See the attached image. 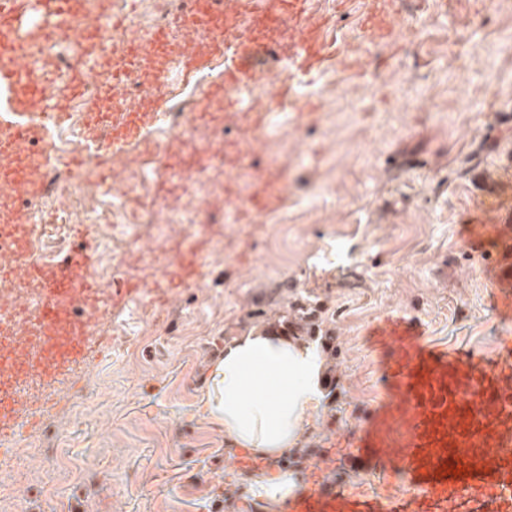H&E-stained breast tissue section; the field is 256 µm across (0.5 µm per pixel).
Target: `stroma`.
Listing matches in <instances>:
<instances>
[{"instance_id":"stroma-1","label":"stroma","mask_w":512,"mask_h":512,"mask_svg":"<svg viewBox=\"0 0 512 512\" xmlns=\"http://www.w3.org/2000/svg\"><path fill=\"white\" fill-rule=\"evenodd\" d=\"M388 21L417 28L414 38L369 42L363 0L346 10L315 5L331 18L344 56L364 77L337 74L336 97L324 102L327 76L290 74L293 94L328 105V116L293 121L276 112L259 135L253 166L259 179L283 173V205L224 222V198L199 212L184 238L139 229L142 201L178 195L165 168L153 169L139 196H117L112 263L115 284L135 259L150 266L145 293L107 307L95 325L106 351L72 368L70 380L36 426L6 445L23 453L31 473L6 478L8 512H285L258 498L260 472L281 461L237 465L239 449L199 410L209 362L225 342L264 323L289 330L291 306L316 310L334 353L324 377L322 407L300 448L294 481L323 471L360 490L363 482L390 495L410 492L356 473L352 442L370 407L383 401L388 353L371 331L387 317L417 319L424 338L476 354L489 353L503 329L492 297V272L469 252L467 219L482 191L512 171V54L500 42L512 33V0L473 40L471 82L448 84V41L482 0H428L423 21L384 0ZM223 245L220 260L202 258L201 285L173 289L165 304L147 291L165 276L182 240Z\"/></svg>"}]
</instances>
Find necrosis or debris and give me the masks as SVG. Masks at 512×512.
I'll return each mask as SVG.
<instances>
[{
  "label": "necrosis or debris",
  "mask_w": 512,
  "mask_h": 512,
  "mask_svg": "<svg viewBox=\"0 0 512 512\" xmlns=\"http://www.w3.org/2000/svg\"><path fill=\"white\" fill-rule=\"evenodd\" d=\"M195 0H140L136 15L127 12V0H85L84 14L87 19H99L101 9H108L111 16L121 19L120 27L101 25L96 41L98 57L105 61L106 77L121 73L122 79L113 86V93L122 97L126 103H133L146 98H169L168 116L170 132L166 138L147 137L148 154L152 159L162 160L165 156L184 148L196 146L204 148L211 157L222 154L224 129L217 126L211 132L198 134L190 129V113L185 101L173 98L169 85L156 83L150 73L132 66L128 60L126 49L131 45L143 44L147 37L155 31L167 30L169 50L165 56L166 63H174L177 58L187 53L195 42L193 32L173 30L169 27L172 14L189 11ZM486 15L484 11H475L470 25L457 30L450 42L454 55V66L451 80L463 83L470 78V58L473 50L472 31L484 27ZM26 51L30 57L42 64L37 78L46 91L57 92V79L61 74L72 72L78 60L69 44L47 45L35 26H28L26 33ZM103 79L90 76L85 79L81 94L73 97L69 103L68 119L60 125L50 142L28 144L25 152L38 157L43 152H50L53 161L41 170L45 184L42 195L28 199L17 194L13 184L0 182V196L11 199L16 216L27 219L33 226L30 237V257L36 262H46L57 258L67 239L69 228L64 224L48 227L39 225L41 213L66 206L70 214L75 216L102 215L107 206L99 188L102 181L95 167H87L80 175L71 174L66 161L74 154L87 152L89 143L85 133V116L89 109L102 102ZM181 193L167 202L164 210H143L141 223L157 225L159 214H166L168 223H176L177 219L194 210L197 201L206 195L216 197L224 192V184L220 181L204 185L193 170H185L178 175ZM0 263L10 266L12 276L0 281V293L24 299L31 311L40 307V291L33 288L28 275L27 265L16 264L13 255L0 247ZM36 350L35 343L29 339L25 324H14L0 319V356L7 355L11 364L0 363V384L7 393L14 395L18 405L28 410L37 408L54 398L53 387L45 384L39 377L24 372L20 360L32 355Z\"/></svg>",
  "instance_id": "4bbe7bcc"
}]
</instances>
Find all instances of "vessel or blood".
<instances>
[{
	"instance_id": "1",
	"label": "vessel or blood",
	"mask_w": 512,
	"mask_h": 512,
	"mask_svg": "<svg viewBox=\"0 0 512 512\" xmlns=\"http://www.w3.org/2000/svg\"><path fill=\"white\" fill-rule=\"evenodd\" d=\"M42 13V35L48 42L67 40L75 28L83 38L75 47L81 60H94L97 25L84 22L82 0H36ZM29 0H0V180L14 183L28 197L39 196L44 183L28 163L9 165L32 140H47L66 118V95L75 91L83 70L74 71L65 91L49 96L32 79L39 61L27 58L18 37ZM366 36L391 37L395 26L385 18L383 0H369L364 12ZM177 25L194 30L223 27L222 46L232 63L215 94L224 110L238 112L234 90L252 85L257 64L281 55L298 72L350 71L362 75L359 62L348 61L328 43L327 17L314 16L310 0H224L214 10L211 0H195L194 9L176 16ZM293 30L290 44L274 39ZM154 112L96 111L87 116L95 143L89 154L72 157L69 166L81 173L88 164L110 172L114 153L125 151ZM484 215L468 236L470 250L491 253L495 309L512 321V181L493 186L483 200ZM0 244L18 257L29 247L30 226L7 219ZM494 249H487V242ZM200 247H184L175 270L156 285L153 299L165 301L171 283H201ZM89 244L73 254L30 269L41 290L40 313L30 331L37 352L25 370L57 382L73 367L91 360L90 319L97 294L87 269L93 259ZM378 344L390 354L382 368L384 400L368 410L356 439L357 459L368 468L402 477L412 487L403 497L353 492L329 477H319L289 499L288 512H512V334L503 333L491 356H476L424 343L421 325L410 318L386 320L376 330Z\"/></svg>"
}]
</instances>
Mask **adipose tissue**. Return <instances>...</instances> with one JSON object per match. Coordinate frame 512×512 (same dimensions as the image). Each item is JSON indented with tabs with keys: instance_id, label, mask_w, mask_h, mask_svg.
Listing matches in <instances>:
<instances>
[{
	"instance_id": "ef3b65f1",
	"label": "adipose tissue",
	"mask_w": 512,
	"mask_h": 512,
	"mask_svg": "<svg viewBox=\"0 0 512 512\" xmlns=\"http://www.w3.org/2000/svg\"><path fill=\"white\" fill-rule=\"evenodd\" d=\"M324 372L314 345L254 326L210 362L199 409L230 445L276 460L300 447L321 408Z\"/></svg>"
}]
</instances>
